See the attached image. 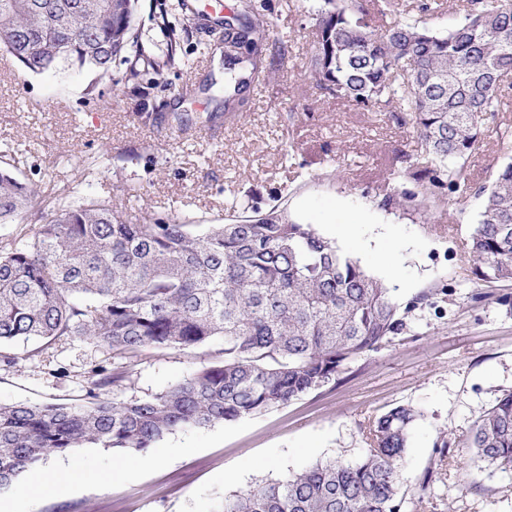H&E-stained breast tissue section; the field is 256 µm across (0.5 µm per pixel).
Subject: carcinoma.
<instances>
[{
	"label": "carcinoma",
	"instance_id": "1",
	"mask_svg": "<svg viewBox=\"0 0 512 512\" xmlns=\"http://www.w3.org/2000/svg\"><path fill=\"white\" fill-rule=\"evenodd\" d=\"M138 0H0V49L28 71L64 66L103 75L118 58L156 61L135 25ZM316 85L361 108L378 107L410 125L432 164L410 176L421 186L403 202L423 206L466 182L482 117L512 105V0H467L440 32L427 19H400L379 32L363 0H322L315 11ZM267 22L224 33L226 55L258 69ZM483 209L470 236L479 282L512 281V162L478 190ZM134 198L94 201L75 187L49 204L0 164V224L21 217L34 234L0 248V345L78 336L125 354L185 349L220 338L224 360L158 393L106 399L115 369L81 404H0V487L33 473L49 456L87 444L148 452L179 429L259 415L336 383L348 364L406 328L419 303L391 288L319 234L288 222L274 205L238 224L151 217L130 224ZM415 411L397 406L369 427V449L224 497V512H401L402 463ZM464 447L512 471V393L480 419Z\"/></svg>",
	"mask_w": 512,
	"mask_h": 512
}]
</instances>
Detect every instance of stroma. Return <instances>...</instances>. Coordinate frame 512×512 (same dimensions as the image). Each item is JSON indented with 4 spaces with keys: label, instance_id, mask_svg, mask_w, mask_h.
Listing matches in <instances>:
<instances>
[{
    "label": "stroma",
    "instance_id": "35a3bbf8",
    "mask_svg": "<svg viewBox=\"0 0 512 512\" xmlns=\"http://www.w3.org/2000/svg\"><path fill=\"white\" fill-rule=\"evenodd\" d=\"M314 0H251L266 19L259 78L232 114L224 112L225 60L219 41L239 0H138L136 25L163 53L176 41L181 65L145 69L125 80L65 69L35 74L0 49V150L20 156L18 171L41 195L76 187L99 201L136 190L128 222L148 217L225 224L286 207L288 220L311 224L392 288L399 302L418 299L406 330L379 351L348 365L336 384L266 413L178 430L156 445L161 462L130 467L108 486L119 454L94 445L46 459L82 472L34 496L36 476L0 489L9 512H221L226 495L271 482L310 464L349 461L368 447L370 424L393 407L417 412L403 462L401 512H512V474L477 461L462 448L475 423L512 392V306L496 301L512 283L477 284L466 244L479 219L480 186L512 161V112L487 117L482 146L471 158L468 187L417 209L399 204L417 191L394 179L400 154L415 168L431 157L409 127L320 90L313 78ZM110 149L114 160L85 180L80 163ZM349 238L336 235L337 225ZM396 252L387 267L382 248ZM487 292L478 301L477 291ZM223 343L184 350L148 348L126 356L73 338L6 347L0 402L88 403L101 368H123L120 387L101 397H144L202 366L222 361ZM235 481H225V474Z\"/></svg>",
    "mask_w": 512,
    "mask_h": 512
}]
</instances>
